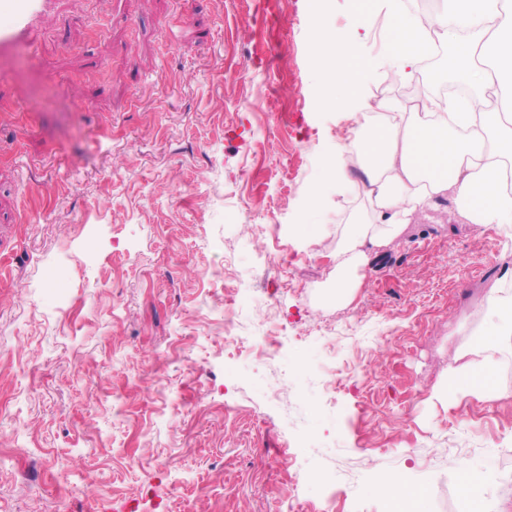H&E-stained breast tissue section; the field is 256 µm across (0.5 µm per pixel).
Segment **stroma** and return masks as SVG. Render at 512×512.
I'll return each instance as SVG.
<instances>
[{"label":"stroma","instance_id":"stroma-1","mask_svg":"<svg viewBox=\"0 0 512 512\" xmlns=\"http://www.w3.org/2000/svg\"><path fill=\"white\" fill-rule=\"evenodd\" d=\"M277 2L256 67L255 0H55L0 55V512H391V480L413 512H512V335L501 398L452 373L512 290V234L445 191L338 305L334 238L297 226L353 122L322 101L303 0ZM356 11L377 60L372 0L328 20ZM432 80L366 90L404 104ZM271 280L273 314L251 300Z\"/></svg>","mask_w":512,"mask_h":512}]
</instances>
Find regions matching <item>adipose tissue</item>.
<instances>
[{
	"instance_id": "ef3b65f1",
	"label": "adipose tissue",
	"mask_w": 512,
	"mask_h": 512,
	"mask_svg": "<svg viewBox=\"0 0 512 512\" xmlns=\"http://www.w3.org/2000/svg\"><path fill=\"white\" fill-rule=\"evenodd\" d=\"M376 5L391 22L388 50L378 66L413 76L439 41L458 62L459 80L477 95L430 101L420 116L406 115L394 102L367 97L363 83L371 70L361 65L364 50L358 35L364 16L353 14L345 26L335 28L325 21L326 0H307L316 22L324 102L347 105L357 153L331 155L310 205L316 218L301 224L299 232L311 246L335 237L336 301L343 305L351 303L370 251L399 236L410 214L446 190L455 191L471 223L512 230V193L505 189L512 173V124L499 121L512 112V0H440L430 30L408 13L405 0H376ZM355 165L365 173L370 207L330 231L318 216L319 199L353 189L350 170ZM498 336V329H489L480 340L485 356L456 368L460 389L498 398L489 385Z\"/></svg>"
}]
</instances>
